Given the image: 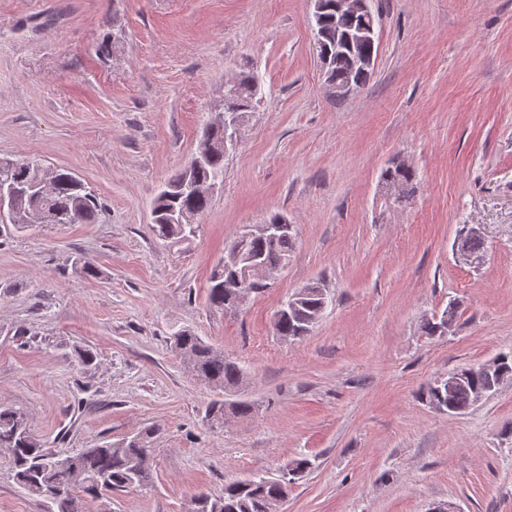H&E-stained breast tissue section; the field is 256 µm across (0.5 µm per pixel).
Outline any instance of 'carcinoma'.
I'll return each instance as SVG.
<instances>
[{"mask_svg":"<svg viewBox=\"0 0 512 512\" xmlns=\"http://www.w3.org/2000/svg\"><path fill=\"white\" fill-rule=\"evenodd\" d=\"M323 35L317 37L321 48L329 55L328 77L340 84L359 82L366 84L368 75L354 72L348 54L336 50V42L356 31L349 24L336 20V12L327 8L322 16ZM237 95L233 102L236 111H252L258 95V81L254 73L241 71L236 76ZM40 162L33 159L19 160V167L9 170L11 180L31 178ZM74 173L67 169L55 170V183L50 194L26 196L19 200L16 210L8 214V221L0 223V237H8L36 223L34 217L42 215L53 224H93L102 211L95 192L88 186H78L73 181ZM184 177L180 170L171 176L166 187L160 190L152 202V211L159 212L153 221L155 235L162 239H185L182 225L169 224L165 216L169 212L197 217L209 207L208 195L181 194L171 191ZM196 178L202 181L224 180V151L217 148L196 170ZM390 180L399 189L404 201L417 192L418 179L415 169H400L389 166L383 170L381 180ZM296 233L280 235L273 239L255 237L244 243L245 253L250 257H261L272 264L288 261ZM226 272L224 266L216 265L211 271L208 288L210 305L222 309L230 299V291L222 288ZM326 308V294L316 285L299 299L294 311L275 319L277 335L288 339H301L308 335ZM458 315V305L448 303L439 317L426 319L422 330L429 336L448 331ZM176 348L188 358L194 375L204 384L220 394L234 392L243 378L239 364L224 356V352L205 342L188 329L173 334ZM487 385L496 393L501 383L481 376L468 377L452 389L431 384L427 388L429 403L438 410L460 414L473 406L475 391ZM151 432L138 433L114 446L99 442L92 448L61 454L52 453L30 430L27 415L10 407L0 406V448H8L13 479L26 493L49 500L54 512H79L78 499L100 498L114 490L136 489L152 483L154 458L146 438ZM64 457L68 466L76 473L72 485H67V475L58 466ZM283 495V486L271 479H258L252 484L242 485L238 481L224 483L218 493L199 492L197 498L204 499L196 512H268L270 503Z\"/></svg>","mask_w":512,"mask_h":512,"instance_id":"carcinoma-1","label":"carcinoma"}]
</instances>
